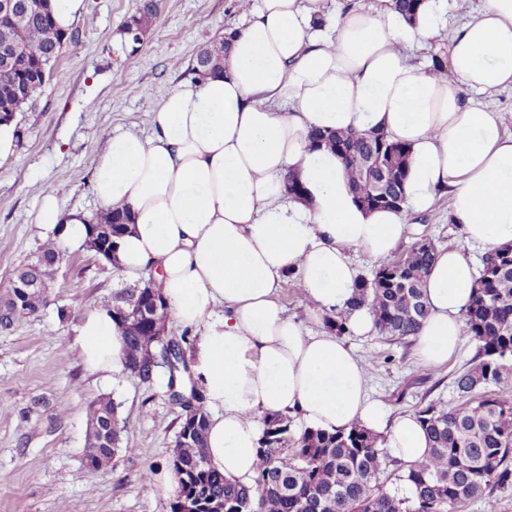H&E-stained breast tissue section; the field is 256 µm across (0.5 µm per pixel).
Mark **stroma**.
Returning <instances> with one entry per match:
<instances>
[{
    "mask_svg": "<svg viewBox=\"0 0 512 512\" xmlns=\"http://www.w3.org/2000/svg\"><path fill=\"white\" fill-rule=\"evenodd\" d=\"M87 15L59 57L41 94L17 113L14 155L0 162V289L13 270L35 260L45 230L36 222L43 195L65 208L98 214L91 160L114 132L148 133L151 109L163 92L185 81L197 50L243 26L241 0H161L154 26L139 46L121 34L139 0H86ZM412 228L395 249L402 256L422 238L462 242L440 197L431 210L408 214ZM126 277L94 252L64 253L48 303L12 330L0 331V512H170L172 490H144L141 472L170 468L180 408L163 378L143 382L126 374L107 381L86 371L73 345V327L101 296ZM358 357L372 360L367 386L393 415L421 400L459 405L452 378L475 353L471 342L439 366L420 362L409 343L373 334L349 336ZM108 397L127 422L108 470L83 465L86 412Z\"/></svg>",
    "mask_w": 512,
    "mask_h": 512,
    "instance_id": "obj_1",
    "label": "stroma"
}]
</instances>
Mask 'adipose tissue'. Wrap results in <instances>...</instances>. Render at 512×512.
<instances>
[{
	"instance_id": "1",
	"label": "adipose tissue",
	"mask_w": 512,
	"mask_h": 512,
	"mask_svg": "<svg viewBox=\"0 0 512 512\" xmlns=\"http://www.w3.org/2000/svg\"><path fill=\"white\" fill-rule=\"evenodd\" d=\"M324 3L256 0L223 75L169 88L152 108L150 135L113 134L92 160L101 211L131 212L117 246L122 273L151 280L171 325L195 336L208 461L243 485L255 475L268 413L325 430L357 424L383 436L390 459L425 456L417 417L390 418L369 397L364 362L326 323L350 301L359 258L389 256L407 214L448 194L464 242L437 250L423 284L430 316L415 346L422 363L442 364L461 345L477 277L468 247L489 254L512 244V133L503 112L464 98L512 86V0H485L453 30L443 75L407 50L444 28L446 0H423L410 20L391 0L353 8L331 37L314 28ZM319 129H375L405 144L401 208L359 206L341 159L312 144ZM290 176L303 188L296 200L285 189ZM92 220L50 193L37 215L62 252L85 245ZM291 271L307 303L303 320L277 301ZM74 344L89 370L124 372L125 340L106 307L83 314Z\"/></svg>"
}]
</instances>
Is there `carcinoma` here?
I'll return each instance as SVG.
<instances>
[{
    "instance_id": "cac0c4a2",
    "label": "carcinoma",
    "mask_w": 512,
    "mask_h": 512,
    "mask_svg": "<svg viewBox=\"0 0 512 512\" xmlns=\"http://www.w3.org/2000/svg\"><path fill=\"white\" fill-rule=\"evenodd\" d=\"M422 0H392L393 9L413 18ZM156 19V9L140 3L127 23L146 31ZM17 43L12 66L0 65V116H15L33 101L53 74L67 35L58 31L52 13L42 14L33 4V15L21 33L0 19V46ZM229 37L201 49L204 75L224 71ZM369 132L315 131L313 144L339 156L355 197L367 198L370 188L362 177L369 159ZM384 156L393 180L407 176L408 149L383 139ZM130 223L126 208H114L97 216L102 228L98 239H117ZM437 247L429 240L415 242L402 263L382 265L363 278L345 313L369 304L376 329L389 341L414 339L429 316L422 284L436 258ZM61 255L43 245L36 260L17 266L12 279L38 272L41 287L19 296L14 288L0 291V319L9 327L39 312ZM100 301L119 320L126 345V369L149 382L166 377L170 398L181 409L171 464L178 483L171 512H184L187 504L198 512H463L475 502L496 512L495 493L512 488V247L482 258L472 302L463 313L465 332L476 354L468 367L454 373L453 386L463 403L444 408L430 401L415 410L424 427L430 452L411 464L389 467L386 449L378 437L353 424L333 431L292 429V418L275 415L266 420L259 448L256 475L250 486L234 484L214 469L206 456L209 414L203 395L191 385L183 396V374L188 372L184 345L188 331L175 336L167 325L168 306L147 281L104 295ZM178 349L179 368L150 367L146 352L158 353L163 342ZM119 404L100 398L87 410L88 434L84 466L89 473L106 471L114 456L113 444L126 429L118 414ZM112 420V437L102 435Z\"/></svg>"
}]
</instances>
